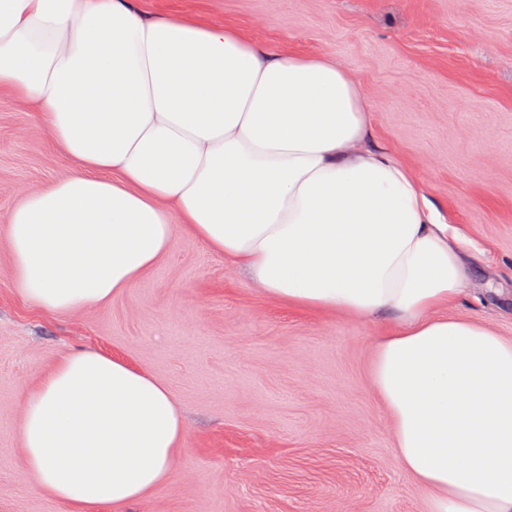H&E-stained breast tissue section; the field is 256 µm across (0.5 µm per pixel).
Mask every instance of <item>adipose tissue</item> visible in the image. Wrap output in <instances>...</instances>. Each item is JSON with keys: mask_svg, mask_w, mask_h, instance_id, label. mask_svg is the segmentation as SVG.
<instances>
[{"mask_svg": "<svg viewBox=\"0 0 512 512\" xmlns=\"http://www.w3.org/2000/svg\"><path fill=\"white\" fill-rule=\"evenodd\" d=\"M1 92L72 164L7 218L26 302L108 304L181 232L283 306L386 318L369 380L401 468L431 512H512V342L449 314L462 254L339 60L130 0H0ZM184 432L148 369L80 349L27 398L23 464L65 512H125Z\"/></svg>", "mask_w": 512, "mask_h": 512, "instance_id": "1", "label": "adipose tissue"}]
</instances>
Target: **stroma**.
Returning a JSON list of instances; mask_svg holds the SVG:
<instances>
[{
    "instance_id": "1",
    "label": "stroma",
    "mask_w": 512,
    "mask_h": 512,
    "mask_svg": "<svg viewBox=\"0 0 512 512\" xmlns=\"http://www.w3.org/2000/svg\"><path fill=\"white\" fill-rule=\"evenodd\" d=\"M252 39L336 57L361 83L377 141L409 163L467 243L449 314L512 341V0H132ZM70 169L48 133L0 101V512H64L23 467L28 392L95 348L165 382L185 421L168 480L127 512H428L369 384L384 321L307 314L177 234L134 288L48 316L11 274L9 211Z\"/></svg>"
}]
</instances>
